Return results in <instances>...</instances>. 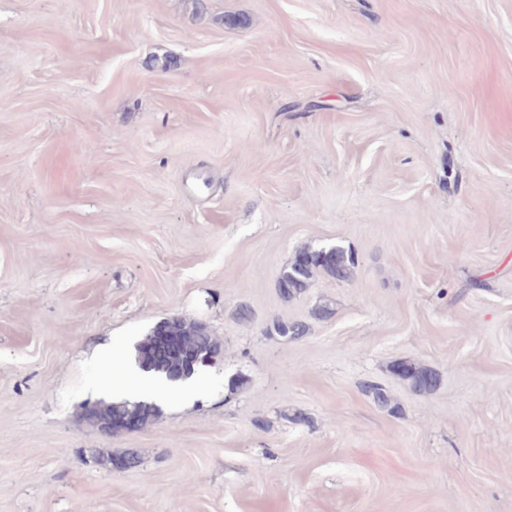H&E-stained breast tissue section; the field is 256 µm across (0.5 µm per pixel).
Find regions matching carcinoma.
I'll return each mask as SVG.
<instances>
[{"label": "carcinoma", "instance_id": "1", "mask_svg": "<svg viewBox=\"0 0 512 512\" xmlns=\"http://www.w3.org/2000/svg\"><path fill=\"white\" fill-rule=\"evenodd\" d=\"M355 268L354 257L342 247L318 250L303 248L295 254L281 273L278 292L288 301L304 293L319 273H325L338 281H348L353 277ZM173 327L184 351L197 358L199 364L210 363L221 353V344L203 324L177 318L173 321ZM273 331L279 336L297 339L306 334L307 327L298 322L278 321L274 323ZM137 351L139 365L145 369H154L156 346L152 334L142 337L137 345ZM394 371L415 393H430L439 383L438 375L433 370L410 361L395 364ZM365 391L381 408L392 414L399 412V406L392 402L383 386L368 383L365 385ZM134 407L135 403L130 401L94 403L95 416L102 420L124 414Z\"/></svg>", "mask_w": 512, "mask_h": 512}]
</instances>
